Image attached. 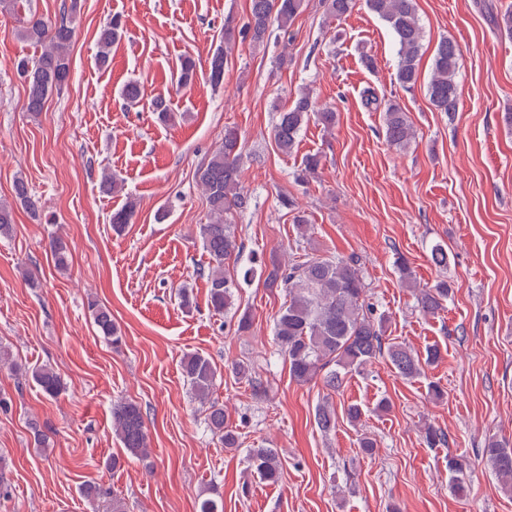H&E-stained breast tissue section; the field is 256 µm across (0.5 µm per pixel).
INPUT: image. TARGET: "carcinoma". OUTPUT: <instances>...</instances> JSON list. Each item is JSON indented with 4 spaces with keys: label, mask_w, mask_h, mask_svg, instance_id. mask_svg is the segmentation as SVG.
Here are the masks:
<instances>
[{
    "label": "carcinoma",
    "mask_w": 512,
    "mask_h": 512,
    "mask_svg": "<svg viewBox=\"0 0 512 512\" xmlns=\"http://www.w3.org/2000/svg\"><path fill=\"white\" fill-rule=\"evenodd\" d=\"M80 0H69L63 5L60 18L46 20L36 13H28L22 19L17 36L42 47L41 54L32 60L15 61L17 75L26 85V111L37 114L53 94L62 90L71 76V59L68 49L75 32ZM304 0H249L248 27L254 42L262 43L270 36L273 24L284 27L302 10ZM326 12L335 17L353 11L356 0H322ZM367 8L392 29L396 43L398 64L396 79L405 90L414 86L417 68L423 51L424 31L417 13L416 0H365ZM123 33L121 21L112 18L98 34V63L110 64L112 44ZM460 68V54L455 42L442 39L435 47L428 93L431 103L440 112L453 114L457 111L458 85L456 75ZM195 62L190 56L181 60L179 87L192 85ZM224 81V52L214 54L210 63L209 82L219 86ZM365 104L382 112V131L390 145L406 149L415 139V130L402 107L394 100L383 99L376 92L364 91ZM316 121L329 130L336 124V112L330 108H318L308 90H303L294 104L278 113L272 127L277 148L284 154L294 150L304 126ZM243 159V142L234 127L224 128V140L220 146L206 155L198 164L195 180L201 187L207 208L208 221L200 225L199 236L208 255L207 266L199 268V274L207 279L208 302L212 312L222 315L233 304L234 283L224 277V264L238 255L242 243L231 230L228 217L244 212L250 196L240 184ZM321 165V156L309 154L301 160L296 179L306 181L315 176ZM17 201L28 211L37 214L43 206L39 197L30 193L27 185L18 181L14 187ZM135 204L127 202L112 212L110 224L120 233L131 223ZM13 206L0 202V236L12 232ZM55 264L60 269L69 265V249L56 238L50 243ZM265 283L282 288L288 296V304L274 321L273 340L288 361L293 380L307 384L318 378L324 387L337 391L349 374L361 373L380 356L388 358L397 373L405 379L416 378L422 363H436L441 358L438 345H431L421 358L405 345L387 336L384 316L374 317L373 308L365 302L367 286L358 260L341 256H321L305 252L291 263L271 262L264 266ZM451 294L448 282L439 281L427 288L416 289L420 311L434 315L442 309L443 301ZM92 312L99 333L111 344L122 343L123 336L112 322L109 309L91 301ZM182 371L193 391L195 399L205 407L210 431L224 441V447L236 448L239 436L226 424L224 407L212 399L217 378V368L212 361L200 354L183 357ZM41 391L50 398L63 390L61 379L47 366L24 371ZM314 420L319 430L328 433L336 427L335 411L328 405L315 410ZM112 422L120 442L137 457L149 456V434L140 405L119 402L112 407ZM484 455L495 474L505 483L504 490L512 489V445L505 440L491 439L484 448ZM248 468L251 474L267 483L281 478V462L274 448L259 446L248 451ZM452 473V488L459 495L467 494L470 480L465 460L448 459ZM87 495L110 499V512H126L122 498L100 486H91Z\"/></svg>",
    "instance_id": "carcinoma-1"
}]
</instances>
